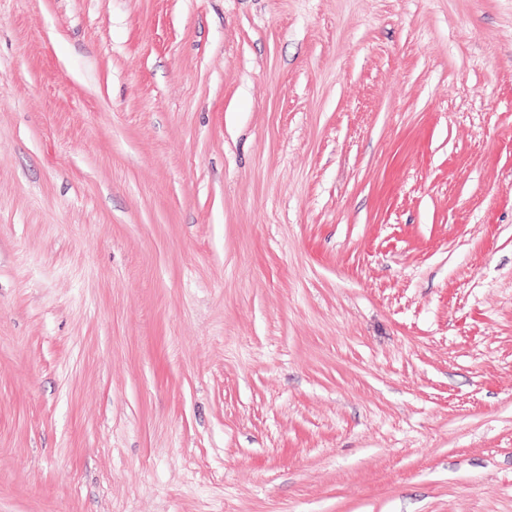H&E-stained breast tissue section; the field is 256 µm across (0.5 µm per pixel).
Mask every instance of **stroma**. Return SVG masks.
<instances>
[{"instance_id": "stroma-1", "label": "stroma", "mask_w": 512, "mask_h": 512, "mask_svg": "<svg viewBox=\"0 0 512 512\" xmlns=\"http://www.w3.org/2000/svg\"><path fill=\"white\" fill-rule=\"evenodd\" d=\"M0 512H512V0H0Z\"/></svg>"}]
</instances>
